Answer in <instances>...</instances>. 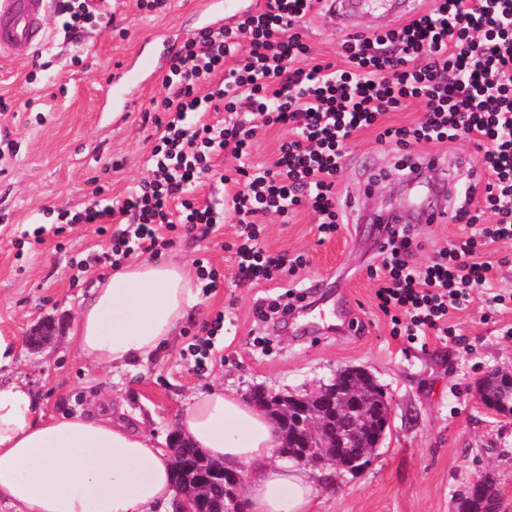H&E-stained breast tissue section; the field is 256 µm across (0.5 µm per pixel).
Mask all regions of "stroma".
I'll return each mask as SVG.
<instances>
[{
	"label": "stroma",
	"mask_w": 512,
	"mask_h": 512,
	"mask_svg": "<svg viewBox=\"0 0 512 512\" xmlns=\"http://www.w3.org/2000/svg\"><path fill=\"white\" fill-rule=\"evenodd\" d=\"M191 5L168 0L163 12L149 13L136 0H112L114 23L88 27L79 40H68L59 22H50V45L42 53L48 69L33 70L28 59L0 63V97L10 104L0 112V129L15 143L14 153L0 156V335L19 343L11 362L0 366V381H27L48 417L109 401L163 447L194 393L215 386L246 397L262 387L306 393L340 369L360 367L387 396L385 439L360 471L323 469L314 512H456L471 479L487 473L499 490L498 512H512V417L483 407L475 396L486 371L512 368V304L496 310L475 297L456 312L455 334L445 341L397 334L377 304L370 276L382 260L377 225L352 220L326 236L309 214L290 222L274 215L259 239L271 252L305 254L299 281L325 279L346 295L363 335L281 336L273 323L257 321L256 301L277 297L279 290L271 283L235 284L236 226L228 222L216 233L170 232L162 258L209 261L224 281L201 295L162 351L115 371L89 367L71 349L79 305L108 271L102 265L80 277L75 262L103 251L107 239L92 224L60 225L57 215L83 210L95 187H102L97 198L105 205L147 176L152 141L141 117L161 98V83L140 89L132 111L118 119L106 100L108 76L114 63L157 50L160 37L175 39L194 26ZM300 31L319 58L338 61L345 30L314 15ZM348 152L341 190L363 209L401 208L406 196L393 168L394 145L364 131L350 139ZM40 225L46 228L41 239L28 237ZM415 233L421 245L416 259L423 262L470 229L450 220L416 225ZM219 314L224 330L215 360L197 370L188 346ZM45 324L50 339L36 350L24 346L25 336Z\"/></svg>",
	"instance_id": "35a3bbf8"
}]
</instances>
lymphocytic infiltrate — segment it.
I'll list each match as a JSON object with an SVG mask.
<instances>
[{
    "mask_svg": "<svg viewBox=\"0 0 512 512\" xmlns=\"http://www.w3.org/2000/svg\"><path fill=\"white\" fill-rule=\"evenodd\" d=\"M322 0H266L235 25L184 42L162 78L161 115L151 118L150 174L125 197L74 213V224L108 235L105 251L77 261L79 274L133 256H158L166 235L198 225H236L234 279L261 286L295 276L304 255L286 258L259 247L265 219L308 210L320 233L347 223L338 175L347 140L373 128L378 141L405 148L401 176L418 166L419 146L463 138L478 153L481 185L459 179L452 213L468 224L465 240L418 262L411 225L384 223L375 296L410 339H447L455 311L482 293L488 306L507 300L484 258L492 243L512 241V0H428L414 20L347 35L342 65L316 60L295 26ZM233 67H226V60ZM422 104L418 123L391 126L387 113ZM211 112L224 123L206 122ZM288 126L272 162L252 160L259 126ZM234 159L230 171L216 158ZM233 184L230 205L199 202L205 181Z\"/></svg>",
    "mask_w": 512,
    "mask_h": 512,
    "instance_id": "1",
    "label": "lymphocytic infiltrate"
}]
</instances>
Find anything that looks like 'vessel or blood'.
Returning a JSON list of instances; mask_svg holds the SVG:
<instances>
[{
	"label": "vessel or blood",
	"mask_w": 512,
	"mask_h": 512,
	"mask_svg": "<svg viewBox=\"0 0 512 512\" xmlns=\"http://www.w3.org/2000/svg\"><path fill=\"white\" fill-rule=\"evenodd\" d=\"M55 0H0V58L35 56L50 40L47 19ZM415 0H328L332 22L351 23L362 14L378 11L396 16L413 11ZM246 0H203L199 19L191 36H199L218 25L233 24L247 12ZM164 55L142 53L117 65L112 72L109 99L116 112L125 111L131 90L141 82L159 75ZM294 325L324 336H348L356 332L354 316L338 293L319 289L314 302H303L294 311Z\"/></svg>",
	"instance_id": "b4317fda"
}]
</instances>
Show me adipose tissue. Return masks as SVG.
Returning a JSON list of instances; mask_svg holds the SVG:
<instances>
[{
    "label": "adipose tissue",
    "mask_w": 512,
    "mask_h": 512,
    "mask_svg": "<svg viewBox=\"0 0 512 512\" xmlns=\"http://www.w3.org/2000/svg\"><path fill=\"white\" fill-rule=\"evenodd\" d=\"M199 302L178 259L134 261L96 282L71 334L95 367L124 368L167 345ZM179 431L210 460L248 466L250 512H312L313 482L277 457L280 432L249 401L216 387L193 396ZM0 496L16 512H156L175 496L174 463L150 432L112 411L48 419L29 385H0Z\"/></svg>",
    "instance_id": "ef3b65f1"
}]
</instances>
